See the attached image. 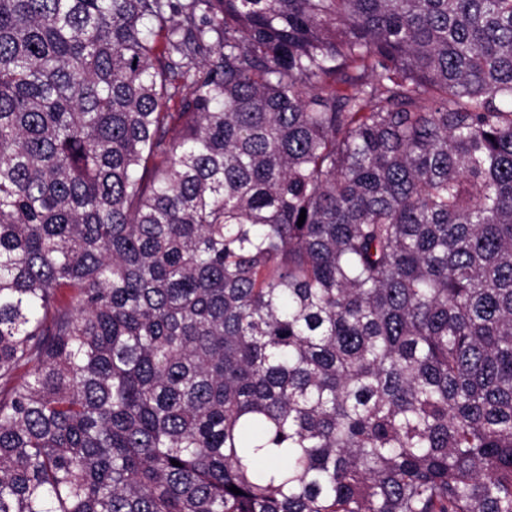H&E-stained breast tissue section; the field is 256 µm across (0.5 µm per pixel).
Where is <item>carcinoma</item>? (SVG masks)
Returning <instances> with one entry per match:
<instances>
[{
  "mask_svg": "<svg viewBox=\"0 0 512 512\" xmlns=\"http://www.w3.org/2000/svg\"><path fill=\"white\" fill-rule=\"evenodd\" d=\"M0 512H512V0H0Z\"/></svg>",
  "mask_w": 512,
  "mask_h": 512,
  "instance_id": "1",
  "label": "carcinoma"
}]
</instances>
